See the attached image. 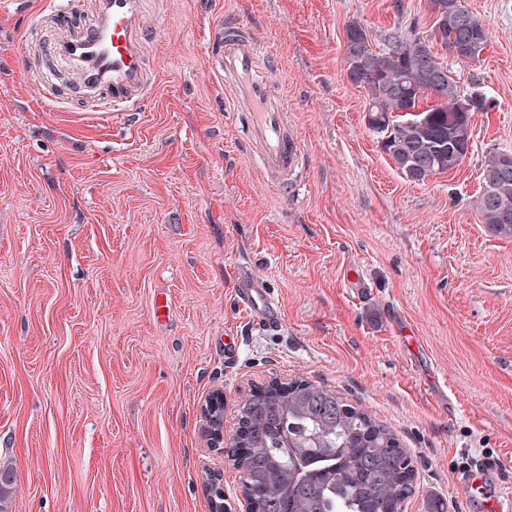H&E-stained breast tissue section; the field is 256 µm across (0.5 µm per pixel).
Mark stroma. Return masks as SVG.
Masks as SVG:
<instances>
[{"mask_svg":"<svg viewBox=\"0 0 512 512\" xmlns=\"http://www.w3.org/2000/svg\"><path fill=\"white\" fill-rule=\"evenodd\" d=\"M461 3L489 32L479 60L444 56L474 102L472 147L418 183L368 126L344 32L378 48L424 35L428 0H149L155 83L104 118L45 53L57 25L40 0H0V466L15 476L0 512H211L206 464L239 512L201 407L223 390L232 438L239 403L274 379L392 427L415 462L405 512H474L455 485L473 458L512 487V237L477 210L486 156L512 152V0ZM219 22L280 66L303 150L287 193L207 60ZM247 275L273 288L280 328L237 304Z\"/></svg>","mask_w":512,"mask_h":512,"instance_id":"1","label":"stroma"}]
</instances>
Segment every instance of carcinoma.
<instances>
[{
    "label": "carcinoma",
    "instance_id": "1",
    "mask_svg": "<svg viewBox=\"0 0 512 512\" xmlns=\"http://www.w3.org/2000/svg\"><path fill=\"white\" fill-rule=\"evenodd\" d=\"M460 0H430L429 34L410 39L384 36L375 49L358 24L345 30V62L353 82L364 86L379 120L370 124L381 147L408 180L424 181L419 162L433 175L457 168L471 147L472 100L460 95L447 74L426 85L425 68H441L438 46L462 61H476L488 33L474 13L470 36L455 33ZM502 153L485 157L483 187L493 205L479 209L497 236L512 237V176L501 174ZM247 420L250 456L246 480L259 512H403L414 490L415 466L396 434L331 390L301 380L283 397H249L239 410Z\"/></svg>",
    "mask_w": 512,
    "mask_h": 512
}]
</instances>
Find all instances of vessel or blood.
<instances>
[{"instance_id": "1", "label": "vessel or blood", "mask_w": 512, "mask_h": 512, "mask_svg": "<svg viewBox=\"0 0 512 512\" xmlns=\"http://www.w3.org/2000/svg\"><path fill=\"white\" fill-rule=\"evenodd\" d=\"M147 0H97L92 17L76 24L77 32L47 46L53 55L71 58L82 71L87 98L99 112H120L141 101L151 84L145 51ZM208 48L217 80H229L234 111L245 122L249 148L267 176L287 190L302 156L292 128L288 102L279 90L280 69L270 61L254 33L237 26L212 27ZM239 305L255 323L272 328L282 323L271 288L256 281H239ZM490 466L469 463L457 476L462 491L484 487Z\"/></svg>"}]
</instances>
